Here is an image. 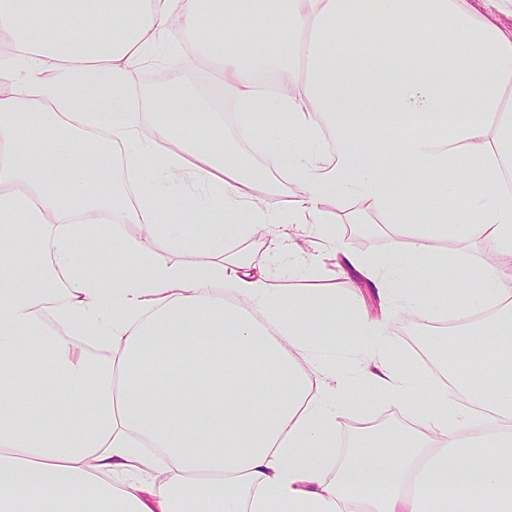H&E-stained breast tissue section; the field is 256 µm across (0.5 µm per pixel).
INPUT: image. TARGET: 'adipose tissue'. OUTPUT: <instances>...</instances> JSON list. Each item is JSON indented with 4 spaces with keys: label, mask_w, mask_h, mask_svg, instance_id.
<instances>
[{
    "label": "adipose tissue",
    "mask_w": 512,
    "mask_h": 512,
    "mask_svg": "<svg viewBox=\"0 0 512 512\" xmlns=\"http://www.w3.org/2000/svg\"><path fill=\"white\" fill-rule=\"evenodd\" d=\"M210 4L205 30L200 0H0V512H512V0ZM164 47L211 64L267 167L188 94L192 64L139 98ZM284 176L291 205L266 208ZM351 200L399 236L386 259L342 250V273L449 320L448 382L246 255L259 226L279 256L299 229L334 244ZM448 236L490 251H435ZM352 336L355 384L318 357ZM378 397L416 427L337 462L338 418Z\"/></svg>",
    "instance_id": "ef3b65f1"
}]
</instances>
